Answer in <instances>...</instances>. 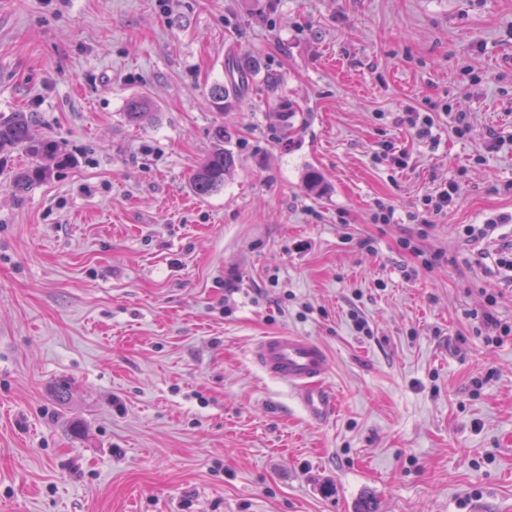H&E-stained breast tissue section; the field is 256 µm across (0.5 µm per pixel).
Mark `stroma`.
<instances>
[{
  "label": "stroma",
  "mask_w": 512,
  "mask_h": 512,
  "mask_svg": "<svg viewBox=\"0 0 512 512\" xmlns=\"http://www.w3.org/2000/svg\"><path fill=\"white\" fill-rule=\"evenodd\" d=\"M16 111L73 162L22 193L30 157L0 166V512H512V335L469 317L512 322V285L459 238L512 234V0H0ZM219 126L235 165L201 198ZM451 179L426 269L407 214ZM282 331L325 349L330 422L253 364ZM154 104L150 97L141 95L133 97L126 102L124 116L128 123L141 125L145 121L155 120L157 112H154ZM403 112L404 116L399 119L400 124H407L409 129L413 130L419 139H429L435 147L436 140L432 137L431 129L434 118L429 112H415L413 108H408ZM497 303V297L492 296L488 298L483 311L470 313V318L477 323L475 326L477 335L485 336L488 344H498L502 336H508L512 332V326L495 315L494 308Z\"/></svg>",
  "instance_id": "obj_1"
}]
</instances>
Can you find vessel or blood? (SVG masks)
Returning a JSON list of instances; mask_svg holds the SVG:
<instances>
[{
    "mask_svg": "<svg viewBox=\"0 0 512 512\" xmlns=\"http://www.w3.org/2000/svg\"><path fill=\"white\" fill-rule=\"evenodd\" d=\"M251 355L266 376L287 381L311 422L323 424L334 417L337 401L325 383L328 356L317 342L279 333L257 340Z\"/></svg>",
    "mask_w": 512,
    "mask_h": 512,
    "instance_id": "vessel-or-blood-1",
    "label": "vessel or blood"
}]
</instances>
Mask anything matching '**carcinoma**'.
I'll use <instances>...</instances> for the list:
<instances>
[{"instance_id": "carcinoma-1", "label": "carcinoma", "mask_w": 512, "mask_h": 512, "mask_svg": "<svg viewBox=\"0 0 512 512\" xmlns=\"http://www.w3.org/2000/svg\"><path fill=\"white\" fill-rule=\"evenodd\" d=\"M124 116L128 123L140 125L156 118L154 104L150 97L141 95L126 102ZM224 127L218 126L213 132L214 148L194 170L191 176L193 191L207 197L224 187V175L235 165V157L224 150ZM21 149L38 162L15 173L13 184L24 192L45 180L51 173V165L61 167L68 157L62 153L58 141L41 138L34 133L32 115L29 112H11L0 115V167L4 158L1 153Z\"/></svg>"}]
</instances>
